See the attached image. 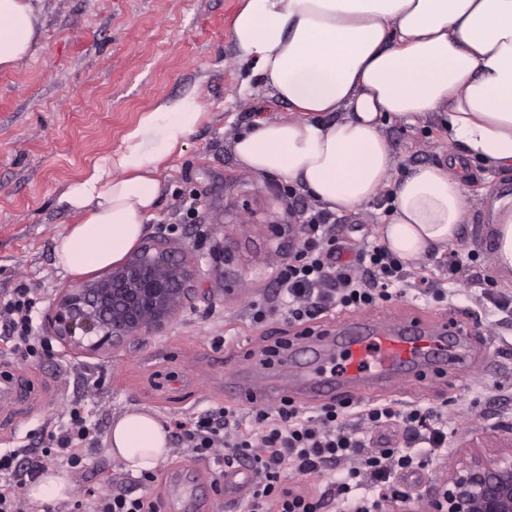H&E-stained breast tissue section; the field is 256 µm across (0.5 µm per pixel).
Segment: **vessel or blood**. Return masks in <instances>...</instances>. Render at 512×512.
<instances>
[{
  "mask_svg": "<svg viewBox=\"0 0 512 512\" xmlns=\"http://www.w3.org/2000/svg\"><path fill=\"white\" fill-rule=\"evenodd\" d=\"M467 346L464 326L448 332L445 323L434 326L409 320L397 327L363 326L328 331L313 337L311 360L302 379L242 383L230 392L231 400L272 406L284 398L324 401L352 399L387 389L395 373L424 379L436 371L457 374Z\"/></svg>",
  "mask_w": 512,
  "mask_h": 512,
  "instance_id": "obj_1",
  "label": "vessel or blood"
}]
</instances>
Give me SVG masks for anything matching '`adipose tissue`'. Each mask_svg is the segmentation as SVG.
Here are the masks:
<instances>
[{
    "label": "adipose tissue",
    "instance_id": "ef3b65f1",
    "mask_svg": "<svg viewBox=\"0 0 512 512\" xmlns=\"http://www.w3.org/2000/svg\"><path fill=\"white\" fill-rule=\"evenodd\" d=\"M41 28L32 0H0V70L33 55ZM233 39L240 64L291 110L237 136L240 166L299 184L332 212L390 192L381 238L405 264L459 243L478 167L512 170V0H242ZM203 115L195 94L159 100L68 188L62 200L77 220L56 253L66 271L109 267L137 245L161 193L159 164ZM431 118L448 135L447 164L398 177L384 123ZM483 222L492 265L510 280L512 194L488 195ZM109 451L133 473L151 471L169 433L132 410L113 421Z\"/></svg>",
    "mask_w": 512,
    "mask_h": 512
}]
</instances>
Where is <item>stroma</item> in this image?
I'll list each match as a JSON object with an SVG mask.
<instances>
[{
  "instance_id": "1",
  "label": "stroma",
  "mask_w": 512,
  "mask_h": 512,
  "mask_svg": "<svg viewBox=\"0 0 512 512\" xmlns=\"http://www.w3.org/2000/svg\"><path fill=\"white\" fill-rule=\"evenodd\" d=\"M241 0H37L44 26L35 54L0 71V298L26 287L39 297L34 333L46 336L45 315L60 289L75 276L58 263L56 249L73 214L59 199L158 99L192 93L204 117L181 152L160 165L161 196L146 235L170 228L171 245L187 259L224 248V276H203L191 306L160 333L143 336L96 356L65 355L24 360L0 357L6 371L25 386L0 399V449L23 446L40 452L44 422L64 420L71 404H82L102 434L129 410H145L159 421L183 419L225 405L228 378L251 367L248 351L281 325L251 323L253 301L274 298L278 266L297 243L292 224L310 206L306 193L288 197L283 182L240 169L233 144L255 117H287V103L261 83H247L239 65L233 21ZM384 135L399 173L448 160L439 124H387ZM512 193V172L484 171L468 187L473 209L456 247L463 265L449 270L447 255L431 251L418 267L445 289L446 298L415 290L360 311L364 320L415 319L454 322L469 314L468 360L458 379L425 382L398 378L381 399L420 405L448 415V448L425 457L416 475L403 477L409 496L388 499L384 512H422L430 486L462 460L490 459L512 444V316H479L474 303L484 288L512 297V281L491 263L480 204L487 192ZM386 198L355 212L337 214L336 232L350 247L378 238ZM223 345H216V337ZM87 465H52L69 486L65 499L34 503L20 488L25 512L73 507L89 512L96 499L123 490L141 495L143 485L113 459L108 442L86 448ZM156 490H176L178 512H247L243 497L224 493L221 459L188 458L172 441L155 470Z\"/></svg>"
}]
</instances>
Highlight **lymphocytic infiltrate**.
I'll return each mask as SVG.
<instances>
[{
  "mask_svg": "<svg viewBox=\"0 0 512 512\" xmlns=\"http://www.w3.org/2000/svg\"><path fill=\"white\" fill-rule=\"evenodd\" d=\"M297 232L298 247L277 268V302L252 305L255 325L277 315L285 325L312 336L322 315L391 301L410 285L403 263L380 241L347 249L336 235L335 218L325 210L308 209ZM35 306V295L27 288L15 289L9 299L0 301V318L8 325L7 334L0 336V356L24 359L48 351V342L32 335ZM350 416L373 430L401 426L403 447H370L367 436L346 426ZM252 417L254 428H245L238 408L225 405L194 414L181 424V440L192 457H209L220 448L225 467L246 466L260 474L247 496L248 512H325L330 506L337 512H373L376 498L353 496L354 484L367 479L373 490L399 496L396 476L422 466L415 445L428 444L430 452L437 453L448 441L447 416L418 406L401 410L388 403H369L355 408L348 402H331L308 416L285 399L272 409L253 407ZM45 431L47 446L38 458H30L25 448L0 452V512H22L17 490L25 476L61 458L72 468H83L85 448L99 441L95 423L78 406L71 409L68 422L47 425ZM339 463L348 466L345 478L332 481L324 491L288 482L289 473L311 475Z\"/></svg>",
  "mask_w": 512,
  "mask_h": 512,
  "instance_id": "lymphocytic-infiltrate-1",
  "label": "lymphocytic infiltrate"
}]
</instances>
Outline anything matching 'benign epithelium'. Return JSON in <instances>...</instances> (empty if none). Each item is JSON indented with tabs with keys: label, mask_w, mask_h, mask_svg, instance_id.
<instances>
[{
	"label": "benign epithelium",
	"mask_w": 512,
	"mask_h": 512,
	"mask_svg": "<svg viewBox=\"0 0 512 512\" xmlns=\"http://www.w3.org/2000/svg\"><path fill=\"white\" fill-rule=\"evenodd\" d=\"M199 283L198 267L159 232L121 263L62 289L47 322L65 352L96 355L164 329ZM423 512H512V451L463 463L429 488Z\"/></svg>",
	"instance_id": "1"
}]
</instances>
